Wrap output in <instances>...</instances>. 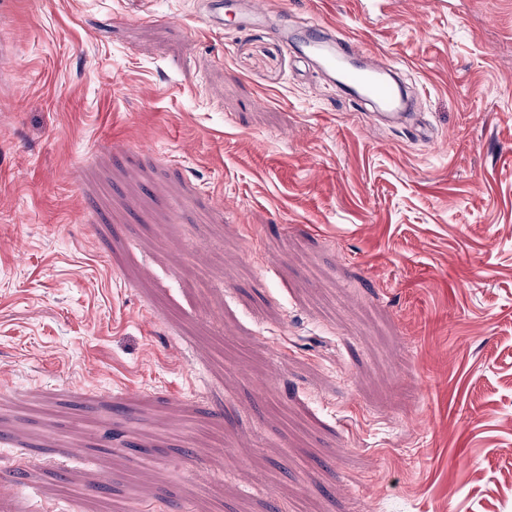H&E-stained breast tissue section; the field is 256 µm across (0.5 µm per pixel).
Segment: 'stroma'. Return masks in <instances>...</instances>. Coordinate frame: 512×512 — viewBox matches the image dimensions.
I'll list each match as a JSON object with an SVG mask.
<instances>
[{
  "label": "stroma",
  "mask_w": 512,
  "mask_h": 512,
  "mask_svg": "<svg viewBox=\"0 0 512 512\" xmlns=\"http://www.w3.org/2000/svg\"><path fill=\"white\" fill-rule=\"evenodd\" d=\"M11 2V512H512V0H270L399 63L430 142L203 0Z\"/></svg>",
  "instance_id": "35a3bbf8"
}]
</instances>
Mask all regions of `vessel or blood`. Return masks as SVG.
<instances>
[{"instance_id": "obj_1", "label": "vessel or blood", "mask_w": 512, "mask_h": 512, "mask_svg": "<svg viewBox=\"0 0 512 512\" xmlns=\"http://www.w3.org/2000/svg\"><path fill=\"white\" fill-rule=\"evenodd\" d=\"M241 2L242 7L236 12L240 27L262 26L269 21L272 10L268 0ZM276 35L286 48L315 60L352 96L368 102L374 124L401 125L419 138L429 139V130L418 123L416 113L401 111L404 94L393 81V67L365 51L357 38L335 37L329 27L319 23L302 32L281 24Z\"/></svg>"}]
</instances>
